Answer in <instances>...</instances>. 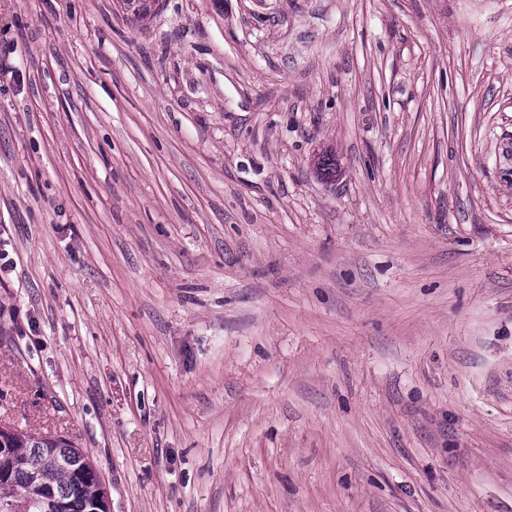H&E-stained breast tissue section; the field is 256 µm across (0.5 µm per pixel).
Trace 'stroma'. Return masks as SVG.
I'll use <instances>...</instances> for the list:
<instances>
[{
    "label": "stroma",
    "instance_id": "stroma-1",
    "mask_svg": "<svg viewBox=\"0 0 512 512\" xmlns=\"http://www.w3.org/2000/svg\"><path fill=\"white\" fill-rule=\"evenodd\" d=\"M1 424L112 512H512V0H0Z\"/></svg>",
    "mask_w": 512,
    "mask_h": 512
}]
</instances>
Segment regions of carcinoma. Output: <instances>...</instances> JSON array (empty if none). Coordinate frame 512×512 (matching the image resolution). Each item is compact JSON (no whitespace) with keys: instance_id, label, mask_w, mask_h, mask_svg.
<instances>
[{"instance_id":"cac0c4a2","label":"carcinoma","mask_w":512,"mask_h":512,"mask_svg":"<svg viewBox=\"0 0 512 512\" xmlns=\"http://www.w3.org/2000/svg\"><path fill=\"white\" fill-rule=\"evenodd\" d=\"M17 461L9 478L0 479V512H90L98 475L90 460L65 439L57 443L14 431L3 435L0 448ZM55 495L48 496L46 487Z\"/></svg>"}]
</instances>
